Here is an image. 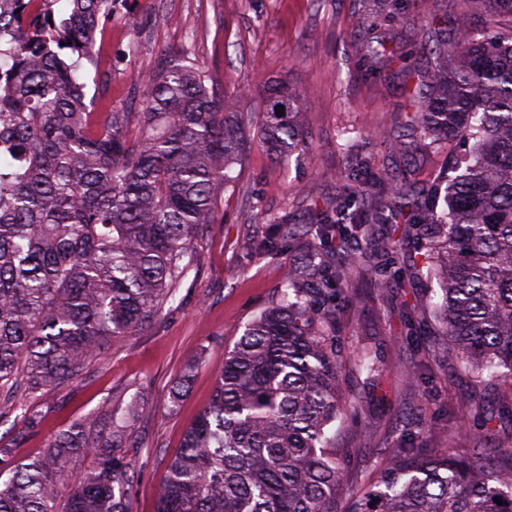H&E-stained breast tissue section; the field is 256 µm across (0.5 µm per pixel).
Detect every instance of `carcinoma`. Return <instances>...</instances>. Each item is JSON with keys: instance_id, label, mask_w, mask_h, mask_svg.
<instances>
[{"instance_id": "obj_1", "label": "carcinoma", "mask_w": 512, "mask_h": 512, "mask_svg": "<svg viewBox=\"0 0 512 512\" xmlns=\"http://www.w3.org/2000/svg\"><path fill=\"white\" fill-rule=\"evenodd\" d=\"M13 2L0 11V409L30 428L41 416L14 403L17 391L78 377L173 296L195 230L213 223L217 195L235 190L251 126L276 159L313 149L288 86H268L254 123L224 108L198 64L173 55L144 84L132 143L125 113L96 121L80 76L113 0H67L60 20L57 0H38L37 13L33 0ZM470 2L476 10L447 16L422 47L432 75L409 90L416 134L472 143L448 162L447 212L436 214L441 188L411 182V163L389 177L360 151L343 175L344 193L365 197L359 212L338 200L303 224H273L269 248L313 243L288 269L281 299L225 355L157 512H336L348 475L328 435L342 410L334 296L359 240L379 229L385 242L363 255L380 284L408 272L436 280L441 301L416 302L408 316L436 321L434 345L472 377L496 379L512 414V0ZM362 49L380 74L396 62L370 36ZM398 231L410 264L389 272ZM143 409L135 395L119 417L97 413L60 431L0 480V512H57L58 485L88 454L97 465L72 488L67 512H132V465L112 449ZM387 455L384 477L350 512H512V473L498 471L489 448L432 455L409 445Z\"/></svg>"}]
</instances>
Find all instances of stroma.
I'll use <instances>...</instances> for the list:
<instances>
[{"instance_id": "1", "label": "stroma", "mask_w": 512, "mask_h": 512, "mask_svg": "<svg viewBox=\"0 0 512 512\" xmlns=\"http://www.w3.org/2000/svg\"><path fill=\"white\" fill-rule=\"evenodd\" d=\"M454 7L453 0H410L394 22L388 0H114L95 61L83 68L86 98L98 118L126 113L127 136L136 138L145 109L141 84L165 55L182 54L202 67L209 86L234 112H262L267 86L285 82L300 95L303 131L317 154L311 162L281 164L251 135L234 167L236 189L218 195L216 220L193 240L192 261L174 300L148 326L109 345L78 379L34 396L18 394L43 421L28 428L11 417L0 420V448L11 451L0 456V470L38 455L58 431L84 416L144 392L146 412L130 426L124 454L135 464L133 512H156L169 465L209 402L225 353L256 315L278 302L286 269L298 257L293 247L261 255L252 239L271 219L298 222L306 208L336 199L356 151L371 153L381 170L402 162L396 145L410 141L412 115L405 81L379 78L365 66L357 49L365 19L377 17L374 37L397 53L416 46L432 18ZM457 150L443 141L418 151L415 185L441 181L449 154ZM421 294L440 298V286L416 288L403 278L381 292L364 267L336 289L349 400L347 415L332 426L349 473L338 512H349L353 498L380 477L386 449L411 442L466 451L476 443L475 414L498 410L490 384L476 382L433 350L434 324L416 330L407 320V303ZM368 347L380 360L374 380L357 368ZM409 360L423 367L413 380L400 369ZM187 371L191 387L172 401L171 388Z\"/></svg>"}]
</instances>
